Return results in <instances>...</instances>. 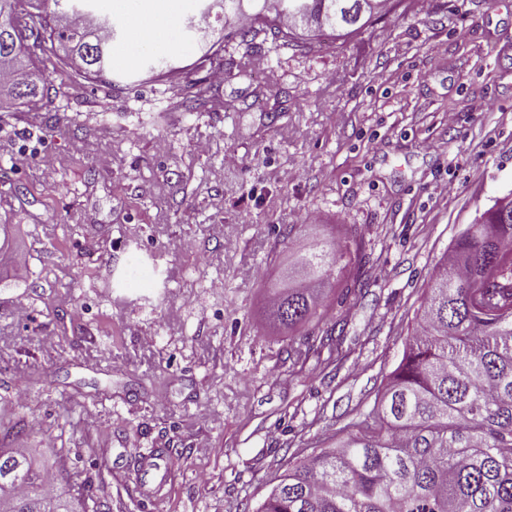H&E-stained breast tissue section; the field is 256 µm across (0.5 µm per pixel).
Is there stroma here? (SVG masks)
I'll list each match as a JSON object with an SVG mask.
<instances>
[{
  "instance_id": "obj_1",
  "label": "stroma",
  "mask_w": 512,
  "mask_h": 512,
  "mask_svg": "<svg viewBox=\"0 0 512 512\" xmlns=\"http://www.w3.org/2000/svg\"><path fill=\"white\" fill-rule=\"evenodd\" d=\"M198 13L175 0L169 76L123 61L118 15L111 85L51 61L39 107L0 100V224L28 256L0 254V423L34 420L11 445L92 479L100 512H256L373 408L434 267L512 193V0H404L312 49L234 39L218 84ZM192 83L214 104L188 110ZM345 236L365 266L274 323L269 288Z\"/></svg>"
}]
</instances>
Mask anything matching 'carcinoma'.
Masks as SVG:
<instances>
[{
	"label": "carcinoma",
	"instance_id": "obj_1",
	"mask_svg": "<svg viewBox=\"0 0 512 512\" xmlns=\"http://www.w3.org/2000/svg\"><path fill=\"white\" fill-rule=\"evenodd\" d=\"M209 0L203 15L224 18V40L267 29L292 40L306 27L318 39L359 34L362 0ZM77 0H43L37 12L0 13V70L27 74L5 87L33 107L48 92L33 66L35 50L61 51L76 75L106 82L114 26ZM355 249L322 242L297 259L299 276L269 291L270 317L286 329L311 318L317 285ZM512 198L496 201L456 237L438 263L412 343L357 432L306 456L281 476L257 512H512ZM484 291L480 304L473 294ZM54 463L28 448L0 444V512H77L86 487L65 497Z\"/></svg>",
	"mask_w": 512,
	"mask_h": 512
}]
</instances>
